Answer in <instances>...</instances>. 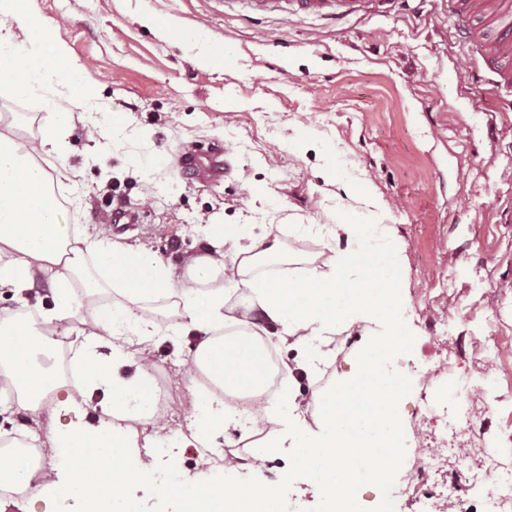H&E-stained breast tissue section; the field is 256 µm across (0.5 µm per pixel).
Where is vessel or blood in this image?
Wrapping results in <instances>:
<instances>
[{"instance_id": "1", "label": "vessel or blood", "mask_w": 512, "mask_h": 512, "mask_svg": "<svg viewBox=\"0 0 512 512\" xmlns=\"http://www.w3.org/2000/svg\"><path fill=\"white\" fill-rule=\"evenodd\" d=\"M391 0H292V13L341 21L383 9ZM450 12L462 24L467 43L477 45L492 73L493 87H512V0H450ZM221 144L206 150L184 148L178 155L183 170L210 181L224 177Z\"/></svg>"}]
</instances>
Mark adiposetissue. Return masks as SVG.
<instances>
[{
  "label": "adipose tissue",
  "mask_w": 512,
  "mask_h": 512,
  "mask_svg": "<svg viewBox=\"0 0 512 512\" xmlns=\"http://www.w3.org/2000/svg\"><path fill=\"white\" fill-rule=\"evenodd\" d=\"M30 0H0V88L17 98L61 86L50 97L51 110L39 142H22L0 133V289L23 297L38 272L51 273L53 305L37 322L0 316V390L9 392L16 409L36 414L38 429L60 455L55 477L31 484L25 456L0 452V487L24 486L30 499L55 498L81 505L83 512H141L126 489L147 483L178 503L180 512H282L288 484L297 474L314 484L320 512H362L361 485L388 481L402 461L405 435L399 400L408 375L393 371V357L412 355L415 340L402 317L403 260L390 245L382 224L349 221L332 225L333 238L344 241L331 252L323 270L294 274L292 260L271 236L260 255L249 254L239 224H209L207 249L186 260V275L149 251L102 235H88L70 224L57 202L53 180L42 157L62 155L71 131L96 96L83 67L72 61L53 26L36 14ZM281 265L279 277L253 275L259 260ZM236 261L245 312L273 323L275 336H260L249 322L226 312L224 289L214 278ZM118 292V300L96 302L100 289ZM173 304L182 332L203 326L221 334L198 345L190 364L222 387L223 396L192 387L190 445L209 447L220 434L238 432L250 439L251 475L235 480L237 467L226 464L225 479L204 483L188 475L157 478L134 462L137 424L155 421V388L148 345L156 331L141 315L144 305ZM91 306L85 328L70 327L83 306ZM364 334L354 368L338 383L312 392L314 425L295 418V369L318 371L336 354V337L354 325ZM79 335L66 377L53 364L65 338ZM296 349L297 366L272 367L270 345ZM134 375H125L129 364ZM283 384L275 400L264 395L272 374ZM107 400L95 421L62 428L41 419L47 393L61 394V407L78 408L94 392ZM245 396L248 407L226 405ZM265 435L253 440L256 428ZM284 453L288 467L278 484L262 475V462Z\"/></svg>",
  "instance_id": "obj_1"
}]
</instances>
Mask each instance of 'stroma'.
I'll use <instances>...</instances> for the list:
<instances>
[{
  "mask_svg": "<svg viewBox=\"0 0 512 512\" xmlns=\"http://www.w3.org/2000/svg\"><path fill=\"white\" fill-rule=\"evenodd\" d=\"M56 26L72 59L86 66L98 94L89 122L110 127L89 139L76 126L64 159H47L58 199L80 231H106L183 265L204 251L205 224H242L253 252L279 227L286 253L322 261L326 234L298 236L293 224H387L403 258L404 322L413 331L412 365L430 367L400 400L408 435L440 470L410 487L395 512H438L440 487L462 466L447 430L458 379L468 432L482 451L476 487L457 495L474 512L496 500L512 469V88L480 79L482 58L464 44L448 0H403L340 26L275 12L249 17L245 0H32ZM205 34L221 43L227 65L201 63L198 47L161 37V29ZM48 119L35 99L0 93V131L39 137ZM222 142L229 170L210 183L178 167L179 148ZM372 200H353L348 183ZM51 283L37 279L23 299L0 290V311L37 320L52 305ZM153 370L169 406L160 420L191 422L183 363L213 330L181 334L154 311ZM453 319L456 335L438 323ZM485 336L500 353L488 361L470 339ZM360 327L337 338L336 355L313 375L297 371L299 420L313 422L312 391L350 372ZM436 405L423 413V401Z\"/></svg>",
  "mask_w": 512,
  "mask_h": 512,
  "instance_id": "35a3bbf8",
  "label": "stroma"
}]
</instances>
